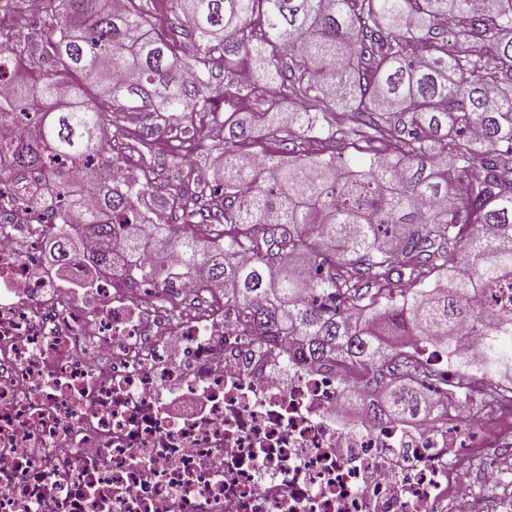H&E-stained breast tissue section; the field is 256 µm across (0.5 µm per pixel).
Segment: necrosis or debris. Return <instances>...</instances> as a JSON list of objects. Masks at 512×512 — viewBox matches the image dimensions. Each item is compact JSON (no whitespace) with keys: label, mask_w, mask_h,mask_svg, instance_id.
<instances>
[{"label":"necrosis or debris","mask_w":512,"mask_h":512,"mask_svg":"<svg viewBox=\"0 0 512 512\" xmlns=\"http://www.w3.org/2000/svg\"><path fill=\"white\" fill-rule=\"evenodd\" d=\"M0 512H471L465 448L512 435L504 407L485 442L445 420L377 423L324 367L290 366L246 330L224 284L199 285L169 253L91 238L58 277L46 218L0 187ZM477 338L406 339L455 378Z\"/></svg>","instance_id":"necrosis-or-debris-1"}]
</instances>
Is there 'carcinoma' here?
Listing matches in <instances>:
<instances>
[{"instance_id": "carcinoma-1", "label": "carcinoma", "mask_w": 512, "mask_h": 512, "mask_svg": "<svg viewBox=\"0 0 512 512\" xmlns=\"http://www.w3.org/2000/svg\"><path fill=\"white\" fill-rule=\"evenodd\" d=\"M192 48L174 44L137 0H43L42 53L61 68L25 76L33 54L0 28V71L11 73L0 120L30 114L39 137L0 147L9 181L30 203V176L50 185L36 199L53 261L80 243L71 225L107 243L121 234L138 253L151 226L163 280L165 258L208 283L224 281V304L240 309L257 336L286 346L292 365L326 364L365 387L378 421L438 415L425 390L439 375L400 343L468 327L484 342L459 363L454 392L470 401L472 373L512 383V309L480 296L512 281V0H179ZM457 18L448 30L444 20ZM224 66V92L212 88ZM100 90L112 112H145L169 128L204 112L224 138L222 207L183 213L188 232L169 237L177 190L152 194L147 173L116 178ZM224 101V108L216 105ZM247 104L269 136L297 137L269 153L268 181L254 172L248 131L235 117ZM322 137L314 156L302 142ZM368 145L352 168L346 151ZM66 157L70 167L55 164ZM96 180L75 181L83 166ZM201 223H196V220ZM487 225L486 235L475 230ZM248 252L252 259L240 262ZM313 265L303 277L295 264ZM466 266L472 279L457 273ZM484 406L512 405V386L493 387Z\"/></svg>"}]
</instances>
